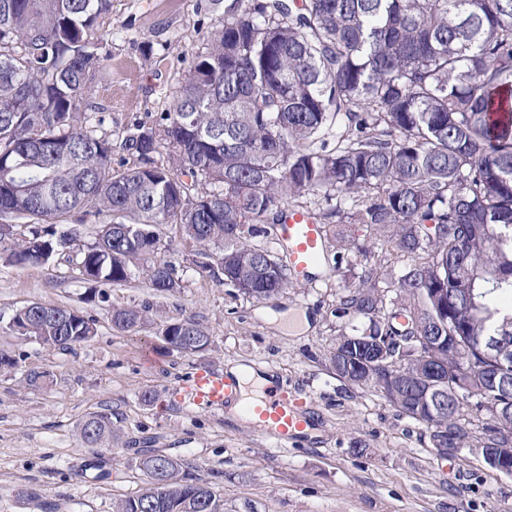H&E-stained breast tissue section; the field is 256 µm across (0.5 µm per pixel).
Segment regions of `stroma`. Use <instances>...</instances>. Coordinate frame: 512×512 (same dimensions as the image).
Here are the masks:
<instances>
[{
	"label": "stroma",
	"mask_w": 512,
	"mask_h": 512,
	"mask_svg": "<svg viewBox=\"0 0 512 512\" xmlns=\"http://www.w3.org/2000/svg\"><path fill=\"white\" fill-rule=\"evenodd\" d=\"M223 11L205 0H112L100 26L105 59L82 109L104 116L112 166L137 157L125 145L134 123L152 124L166 111ZM320 265L309 281H290L258 301L196 267L195 245L177 225L164 229L159 256L175 262L178 293L150 288L146 263L127 285L88 295L77 255L54 263L15 266L0 252V512H112L143 485L138 449L175 456L185 473L221 493L224 512H512V476L489 468L470 448L439 456L425 426L404 417L383 395L338 377L330 352L341 331L365 319L337 317L336 305L355 283L353 268L372 265L399 277L406 260L388 254L359 224H329ZM369 242L367 254L346 242ZM344 256L345 266L335 264ZM78 308L96 323L88 342L62 350L8 334L17 309L30 303ZM143 310L142 324L121 331L116 308ZM307 314L308 330L290 331L280 313ZM193 318L208 330L206 353L158 352L167 323ZM234 364L264 369L273 381L308 401L321 421L317 437L276 448L231 411L178 409L168 390L199 367ZM51 374L48 385L27 384L28 370ZM108 412L114 442L93 448L80 424ZM361 455H354L353 447Z\"/></svg>",
	"instance_id": "1"
}]
</instances>
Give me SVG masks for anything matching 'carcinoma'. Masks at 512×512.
<instances>
[{
  "instance_id": "cac0c4a2",
  "label": "carcinoma",
  "mask_w": 512,
  "mask_h": 512,
  "mask_svg": "<svg viewBox=\"0 0 512 512\" xmlns=\"http://www.w3.org/2000/svg\"><path fill=\"white\" fill-rule=\"evenodd\" d=\"M111 4L0 0V226L27 228L0 232L8 261L46 265L76 247L85 282L121 286L158 252L160 227L176 224L198 246L197 267L268 299L290 274L249 244L257 225L282 223L283 201L335 196L351 209L319 219L363 224L407 259L385 287L363 269L340 298L337 317L369 326L336 338V375L360 365L351 384L380 391L450 453L470 438L463 401L512 410V359L500 368L485 347L496 336L512 349V118L492 120L512 115V0H233L167 111L129 129L138 165L123 170L96 134L103 117L82 111ZM199 178L211 190L193 192ZM90 216L104 221L78 246ZM148 276L160 294L181 288L171 261L153 260ZM26 308L9 331L62 348L97 333L71 307ZM142 319L112 311L122 331ZM158 339L190 354L211 345L193 319ZM80 435L91 447L114 438L112 414L88 416ZM484 440L512 448L494 422ZM139 469L145 486L114 512H224L180 459L144 455Z\"/></svg>"
}]
</instances>
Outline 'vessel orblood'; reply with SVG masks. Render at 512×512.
<instances>
[{
  "instance_id": "obj_1",
  "label": "vessel or blood",
  "mask_w": 512,
  "mask_h": 512,
  "mask_svg": "<svg viewBox=\"0 0 512 512\" xmlns=\"http://www.w3.org/2000/svg\"><path fill=\"white\" fill-rule=\"evenodd\" d=\"M276 240L292 273L302 279L311 274L325 247L323 226L298 209L289 210L286 222L277 225ZM172 396L179 407L191 410L221 411L230 404H240L244 421L282 449L316 427L315 421L306 416L302 399L265 386L246 398L239 382L206 368L195 370L176 384Z\"/></svg>"
}]
</instances>
